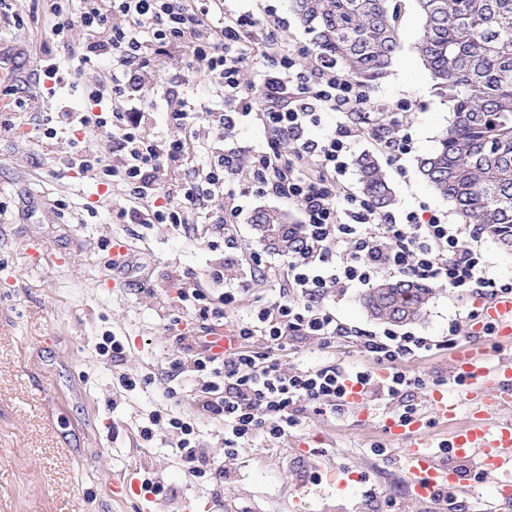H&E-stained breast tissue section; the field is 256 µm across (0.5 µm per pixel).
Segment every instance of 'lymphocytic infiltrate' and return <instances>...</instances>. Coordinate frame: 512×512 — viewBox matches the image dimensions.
I'll return each mask as SVG.
<instances>
[{
	"label": "lymphocytic infiltrate",
	"instance_id": "1",
	"mask_svg": "<svg viewBox=\"0 0 512 512\" xmlns=\"http://www.w3.org/2000/svg\"><path fill=\"white\" fill-rule=\"evenodd\" d=\"M223 9V0H81L77 9L66 0H51L49 40L67 43L69 32L80 28L86 41L71 52L81 66L112 61L111 87L92 90L91 108L77 120L84 141L104 132L112 137L117 160L105 171L126 191L120 217L134 224H184L189 211L220 199L224 205L213 215V229L229 243L250 196L273 195L300 209L299 222L288 226L292 297L262 303L239 320L232 328L239 345L229 357L212 356L200 345L187 358L191 372L204 378L193 399L201 415L223 419L224 454L231 457L255 438L286 436L298 423L299 405L319 414L342 407L340 371H286L272 357L298 336L326 343L349 336L326 304L332 293L370 284L384 272L442 283L459 297L512 293V280L489 277L483 251L462 245L460 225L435 213L379 214L365 198L343 192L340 179L359 129L341 122L316 139L310 130L320 126L324 113L359 111L367 102L364 90L329 60L304 67L296 49L280 53L259 83L244 82L241 55L256 21L244 12L223 26L212 25L211 13ZM174 54L185 57L190 69L212 74L224 90V109L198 112L178 93H169L168 120L184 135L163 140L148 132L154 106L144 92L148 76ZM253 119L269 138L245 165L222 153L190 180L170 182V172L191 151L205 148L210 139L223 141ZM437 346L389 327L362 342L366 353L394 366L379 389L388 397L399 395L407 383L398 362ZM169 427L179 437L189 476L223 478V467L197 448L194 421L173 416Z\"/></svg>",
	"mask_w": 512,
	"mask_h": 512
}]
</instances>
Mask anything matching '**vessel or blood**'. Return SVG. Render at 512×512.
<instances>
[{
  "label": "vessel or blood",
  "instance_id": "1",
  "mask_svg": "<svg viewBox=\"0 0 512 512\" xmlns=\"http://www.w3.org/2000/svg\"><path fill=\"white\" fill-rule=\"evenodd\" d=\"M452 388L433 390L426 405L412 415L393 413L382 422L383 433L404 443V473L411 494L431 499L467 487L463 463H474L478 475L498 474L502 497L512 496V419L498 410L512 404V294L490 299L479 320L470 322L468 337L455 350ZM470 418L456 427L441 450L423 435L436 423L452 420L461 404Z\"/></svg>",
  "mask_w": 512,
  "mask_h": 512
}]
</instances>
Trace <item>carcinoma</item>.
I'll return each instance as SVG.
<instances>
[{
	"mask_svg": "<svg viewBox=\"0 0 512 512\" xmlns=\"http://www.w3.org/2000/svg\"><path fill=\"white\" fill-rule=\"evenodd\" d=\"M422 20L414 49L453 121L437 149L418 160L427 184L448 199L464 224L512 248V0H413ZM318 54L331 57L364 88L380 83L402 51L400 5L394 0H291ZM356 166L363 193L380 211L394 204L384 170L370 154ZM279 209H260L263 238L278 239ZM433 288L389 274L362 297L371 317L389 323L418 320Z\"/></svg>",
	"mask_w": 512,
	"mask_h": 512,
	"instance_id": "carcinoma-1",
	"label": "carcinoma"
}]
</instances>
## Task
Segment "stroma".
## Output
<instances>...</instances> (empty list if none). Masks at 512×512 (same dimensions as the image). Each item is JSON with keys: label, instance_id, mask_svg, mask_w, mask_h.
<instances>
[{"label": "stroma", "instance_id": "1", "mask_svg": "<svg viewBox=\"0 0 512 512\" xmlns=\"http://www.w3.org/2000/svg\"><path fill=\"white\" fill-rule=\"evenodd\" d=\"M224 8L250 12L262 27L279 18L283 47L304 48L305 63H315L290 0H226ZM47 9L46 0H7L0 9V70L13 75L0 82V98L22 101L0 111L6 128L0 133V512H448L440 501L404 495L402 452L384 447L380 420L403 402L420 406L431 390L447 389L454 352L446 343L448 326L478 310L484 297L461 299L437 286L422 318L408 330L443 347L400 362L411 384L399 396L365 394L372 417L348 408L333 415L307 408L278 442L259 437L237 456H225L223 421L198 418L190 397L198 377L173 372L185 358L188 337L202 327L193 303L180 301L179 291L201 288L217 298L238 277L241 260L261 248L253 211L277 208L290 215L297 207L273 198L252 200L235 226L230 250L216 242L202 212L190 224L119 219L122 186L113 185L106 198L97 192L106 178L102 162L112 155L110 135L98 137L95 164L78 172L69 162L82 149V133L59 125L49 136L44 127L45 115L57 109L85 111L88 92L111 85L112 63L102 61L76 86L45 78L32 82L50 24ZM398 28L403 50L389 76L366 93L372 104L400 109L399 121L412 138L411 152L383 163L396 196L393 210L424 207L454 224L451 204L416 169L417 158L436 147L452 111L414 52L421 21L411 0L402 4ZM172 89L190 104L217 112L224 107L207 72L188 69L181 56L165 60L145 90L156 103L150 126L156 137L178 134L166 112ZM116 238L134 247L132 266L121 274L111 265ZM219 264L224 279L215 282L210 273ZM283 287L271 277L238 291L224 309V326L279 299ZM364 292L359 285L330 296L329 308L348 326L381 332L383 323L362 306ZM107 336L123 343L121 361L100 354ZM275 357L286 369L370 372L378 366L353 338L326 345L301 337ZM128 379L136 388L125 387ZM171 386L178 399L169 398ZM171 411L196 419V445L223 466V481L187 475L178 439L168 428ZM146 427L152 439L142 437ZM317 437L329 470L315 474L308 447ZM123 478L138 484L149 479L164 490H141L119 501L112 485ZM456 501L459 512H512V501L498 496L492 475Z\"/></svg>", "mask_w": 512, "mask_h": 512}]
</instances>
